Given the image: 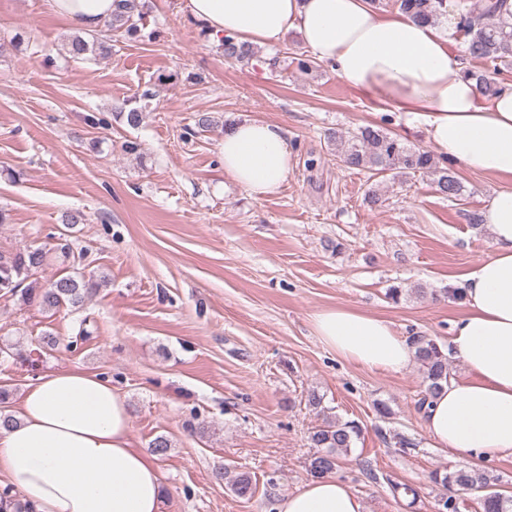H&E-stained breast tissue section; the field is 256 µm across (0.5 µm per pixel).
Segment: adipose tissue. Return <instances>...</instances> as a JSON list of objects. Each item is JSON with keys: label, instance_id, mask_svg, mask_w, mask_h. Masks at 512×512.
Segmentation results:
<instances>
[{"label": "adipose tissue", "instance_id": "ef3b65f1", "mask_svg": "<svg viewBox=\"0 0 512 512\" xmlns=\"http://www.w3.org/2000/svg\"><path fill=\"white\" fill-rule=\"evenodd\" d=\"M115 0H49L73 27L102 32ZM184 16L211 41L275 45L297 32L306 52L382 103L422 125L428 142L464 169L503 180L482 210L490 254L464 280L466 309L452 349L469 376L449 382L424 410L436 448L467 459L512 456V84L483 97L448 51L454 24L433 25L369 0H181ZM224 173L253 198L280 192L294 147L281 125L229 124L219 143ZM321 342L370 370L399 372L414 347L385 319L326 307L311 316ZM0 425V477L35 512H162L165 483L156 458L133 445L127 402L108 379L57 370L28 385ZM278 512H364L334 475L303 483Z\"/></svg>", "mask_w": 512, "mask_h": 512}]
</instances>
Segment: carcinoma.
<instances>
[{
  "label": "carcinoma",
  "instance_id": "cac0c4a2",
  "mask_svg": "<svg viewBox=\"0 0 512 512\" xmlns=\"http://www.w3.org/2000/svg\"><path fill=\"white\" fill-rule=\"evenodd\" d=\"M398 9L419 21L434 23L447 12L448 5L447 0H398ZM139 18L138 0H115V11L108 26L133 35L137 33ZM459 28L467 37V52L471 58L490 64L496 73L501 72L500 65H512V13L505 9V0H481L478 9L462 15ZM222 49L225 58L236 61L248 60L254 55L252 46L230 37L222 40ZM96 50L107 55L111 47L81 37L72 39L69 44V53L77 59ZM465 74L475 81L485 97H493L501 89L500 83L484 72L467 70ZM332 139L336 143V157L347 167L365 169L372 177L394 170L402 175L429 173L434 176L436 191L443 197L453 200L462 194L463 187L451 166L441 163L428 151L407 146L381 129L358 127L336 133ZM46 261L47 252L41 248L9 257L0 255V290L19 296L27 306L51 312L64 305H82L102 285V279L94 274L60 275L45 284L31 279ZM413 346L414 358L423 371L424 390L418 402V408L422 409L448 384V354L427 336L414 337ZM359 433L360 427L354 421L325 419L311 435L314 446L319 448L310 461L311 475L320 477L332 473L340 456L350 451ZM434 480L444 486L480 493L482 512H512V496L497 489L496 483L479 465L437 473ZM229 483L240 497L254 493L252 480L245 473L235 475ZM11 508L14 512H32L29 505L20 502L12 488L5 487L0 491V512Z\"/></svg>",
  "mask_w": 512,
  "mask_h": 512
}]
</instances>
